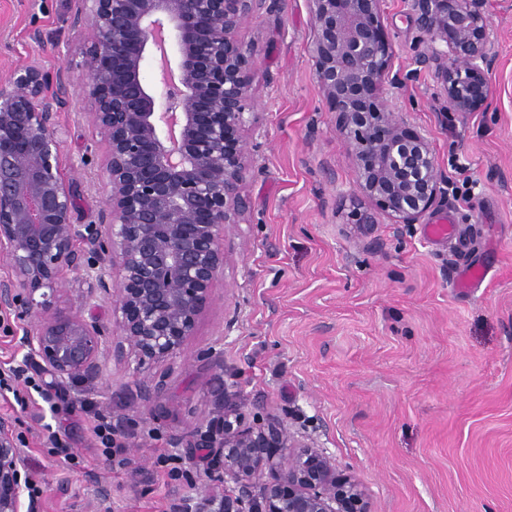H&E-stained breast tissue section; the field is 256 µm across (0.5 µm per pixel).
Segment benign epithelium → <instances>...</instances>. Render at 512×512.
<instances>
[{
	"mask_svg": "<svg viewBox=\"0 0 512 512\" xmlns=\"http://www.w3.org/2000/svg\"><path fill=\"white\" fill-rule=\"evenodd\" d=\"M84 43V117L107 138L108 195L98 224L73 222L75 194L62 173L64 130L49 89L65 86L31 61L0 81V309L28 322L23 344L61 381L97 379L107 353L139 365L184 356L232 256L226 232L249 209L247 125L258 47L240 38L266 0H75ZM315 75L353 164L359 224L380 212L417 224L436 203L442 177L427 135L390 108L392 70L381 0H309ZM426 37L420 63L434 65L451 109L485 110L496 62L485 0H405ZM177 74L143 78L158 51ZM76 274L87 299L109 300L112 322L61 305ZM207 452L217 480L234 484L218 512H371L359 484L336 477L315 442L277 417L245 422L221 394L211 416L180 436ZM12 421L0 416V512H37Z\"/></svg>",
	"mask_w": 512,
	"mask_h": 512,
	"instance_id": "7a95c632",
	"label": "benign epithelium"
}]
</instances>
